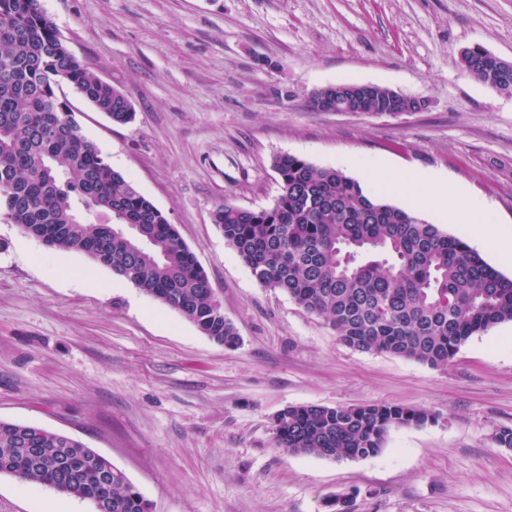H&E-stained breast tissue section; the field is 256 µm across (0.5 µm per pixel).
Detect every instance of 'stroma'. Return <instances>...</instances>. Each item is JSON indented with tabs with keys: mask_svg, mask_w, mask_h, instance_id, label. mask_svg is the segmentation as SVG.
Returning a JSON list of instances; mask_svg holds the SVG:
<instances>
[{
	"mask_svg": "<svg viewBox=\"0 0 512 512\" xmlns=\"http://www.w3.org/2000/svg\"><path fill=\"white\" fill-rule=\"evenodd\" d=\"M66 48L122 92L119 125L72 86L83 134L177 228L240 342L226 347L87 255L0 217V419L84 442L153 512H512V323L433 369L341 344L261 286L212 221L272 207L275 156L382 186L369 166L435 170L484 202L512 249V97L465 74L481 46L512 62V0H41ZM373 84L418 99L400 116L312 112L309 94ZM389 403L433 414L359 460L274 443L290 406ZM94 512L0 475V512Z\"/></svg>",
	"mask_w": 512,
	"mask_h": 512,
	"instance_id": "obj_1",
	"label": "stroma"
}]
</instances>
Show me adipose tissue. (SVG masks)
<instances>
[{
    "label": "adipose tissue",
    "mask_w": 512,
    "mask_h": 512,
    "mask_svg": "<svg viewBox=\"0 0 512 512\" xmlns=\"http://www.w3.org/2000/svg\"><path fill=\"white\" fill-rule=\"evenodd\" d=\"M375 172L384 174L385 189L395 196L419 195L420 208L438 212L443 218L454 223L468 225L470 233L491 251H501L504 261H511L512 254L502 252L497 229L480 218L483 204L470 198L465 191L448 179L424 170L394 168L387 163H379Z\"/></svg>",
    "instance_id": "adipose-tissue-1"
}]
</instances>
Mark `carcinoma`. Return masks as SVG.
<instances>
[{
    "label": "carcinoma",
    "mask_w": 512,
    "mask_h": 512,
    "mask_svg": "<svg viewBox=\"0 0 512 512\" xmlns=\"http://www.w3.org/2000/svg\"><path fill=\"white\" fill-rule=\"evenodd\" d=\"M461 67L512 94V62L474 46ZM64 83L112 122L133 119L128 99L68 52L40 0H0V213L24 234L87 255L203 335L235 346L237 329L195 254L82 134L60 92ZM342 88L313 91L308 109L368 112L389 92ZM273 167L281 194L272 207L253 211L226 201L212 221L261 285L325 319L342 344L445 368L472 336L512 322V278L463 239L339 169L290 154ZM432 419L397 404L289 406L275 418L274 441L290 454L366 459L383 452L391 430ZM0 474L51 489L68 480L83 500L111 496L112 512L152 508L107 458L37 425L0 420Z\"/></svg>",
    "instance_id": "obj_1"
}]
</instances>
